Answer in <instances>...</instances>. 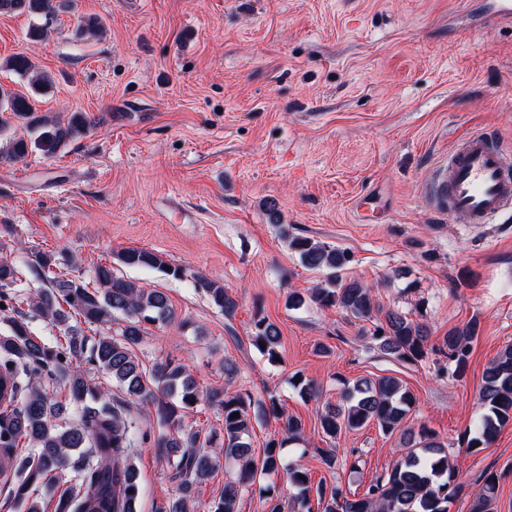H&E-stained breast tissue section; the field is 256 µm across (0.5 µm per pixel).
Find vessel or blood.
Returning a JSON list of instances; mask_svg holds the SVG:
<instances>
[{
    "instance_id": "obj_1",
    "label": "vessel or blood",
    "mask_w": 512,
    "mask_h": 512,
    "mask_svg": "<svg viewBox=\"0 0 512 512\" xmlns=\"http://www.w3.org/2000/svg\"><path fill=\"white\" fill-rule=\"evenodd\" d=\"M436 208L448 216L487 224L512 215V150L488 133L465 134L432 186Z\"/></svg>"
}]
</instances>
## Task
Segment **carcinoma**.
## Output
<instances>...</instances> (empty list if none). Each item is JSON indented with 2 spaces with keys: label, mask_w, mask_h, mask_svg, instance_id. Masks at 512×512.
<instances>
[{
  "label": "carcinoma",
  "mask_w": 512,
  "mask_h": 512,
  "mask_svg": "<svg viewBox=\"0 0 512 512\" xmlns=\"http://www.w3.org/2000/svg\"><path fill=\"white\" fill-rule=\"evenodd\" d=\"M76 0H0V13H21L32 18H49L61 10H74ZM103 23L97 17L80 19L79 33L97 37ZM3 67L21 77L30 76L35 87L46 75L35 72L28 57H10ZM0 112H10L22 125L37 133L33 140L13 135L0 148V159L22 160L33 149L53 155L84 136L92 121L81 112L67 118H48L36 114L31 96L0 85ZM289 245L301 264L325 272V279L312 289L310 299L324 307H337L347 315L369 320L376 311L372 290L357 279L345 280L341 271L349 262L347 253L310 237L295 236ZM116 260L127 267H147L181 279L185 270L167 263L162 256L147 250L125 249ZM59 261L55 253L32 254V265L47 276L48 287L27 295L29 311L64 327L63 340L46 341L29 329L27 313L15 311L10 331L0 336V381L9 390V400L0 410V476L11 480L13 498L26 505V512H41L36 492L58 481V475L71 474L70 485L59 495L55 512H136L140 495L133 458L142 447L162 450L174 468L178 496L159 512H190L195 486L207 481L213 460L205 447L224 449V461L235 464L239 478L224 483L218 499L206 505L207 512H238L244 488L283 468L276 439L266 444L262 456L251 455L248 439L252 431L251 396L228 395L212 391L206 395L210 405L224 416L221 443L214 436L200 440L199 432L184 425V411L201 401L200 393L187 367L170 357L145 370L134 348L141 342L148 324L171 322L175 313L167 295L157 289L142 288L114 273L110 265L96 267L95 286L90 288L66 273L54 272ZM210 302L230 317L237 302L224 283L204 276L194 277ZM22 298L21 278L13 262L0 260V303L12 309ZM123 315V326L111 334L100 333L91 339L80 326L71 324L78 316L86 324L107 325L115 314ZM477 323L473 322L434 344L427 327L397 310L384 314L373 340L377 348L397 360L417 362L428 355L448 360L452 375L460 378L467 368ZM252 345L268 360L280 357V333L264 317L251 328ZM87 364L112 377L128 400L107 402L96 384L81 369ZM64 384L69 404L52 399L48 389ZM139 401L156 406L160 421L171 434L151 440L139 428L128 409ZM482 412L474 422L477 436L470 445L491 443L502 427L512 421V344H507L489 363L478 389ZM414 405L412 393L399 379L359 378L345 382L342 404L326 407L319 425L323 434L335 440L342 432L374 423L385 434L401 429L406 435L404 449L391 469L371 480L365 493L351 499L338 486L318 483L311 487L308 473L287 468L288 481L297 489V499L308 504L316 492L320 512H448V506L461 492L456 474L449 464L448 448L432 429L422 424L406 427ZM269 410L285 417V439L298 441L304 428L301 419L284 416L276 397L269 396ZM239 413L233 419L231 415ZM499 476L488 473L474 494L470 512H493Z\"/></svg>",
  "instance_id": "1"
}]
</instances>
